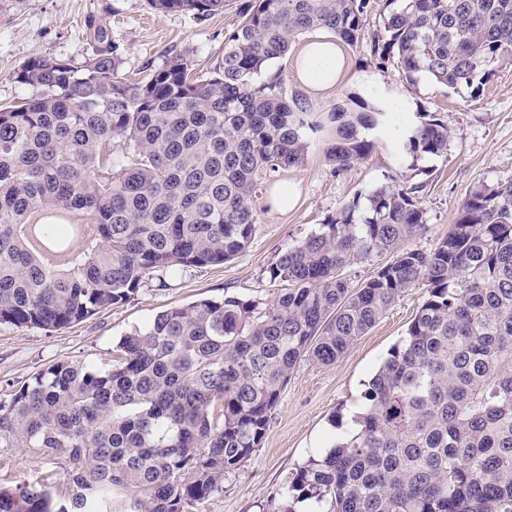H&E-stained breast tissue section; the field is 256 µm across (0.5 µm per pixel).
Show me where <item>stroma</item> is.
<instances>
[{"label": "stroma", "instance_id": "obj_1", "mask_svg": "<svg viewBox=\"0 0 512 512\" xmlns=\"http://www.w3.org/2000/svg\"><path fill=\"white\" fill-rule=\"evenodd\" d=\"M244 2L227 0L222 13L201 22L189 13L156 12L148 0H0V105L31 95V88L14 80L27 60L48 56L81 62L91 50L88 25L93 21L103 24L119 46L126 79H143L165 57L188 46L195 49L200 70H210L221 58L224 36L237 26ZM388 12L387 0H369L358 43L344 49L347 71L341 82L332 92L311 91L307 97L315 107L326 108L349 94L375 95L398 104L410 117L436 113L451 130L444 154L413 160L382 145L365 161L337 173L320 149L312 148L301 166L282 176L298 189L294 206L261 212L248 248L233 260L187 268L165 288L143 281L126 302L58 331L0 325V399L56 361L109 367L119 339L165 309L201 298L219 299L228 290L270 300L277 287L267 269L278 255L317 229L355 193L367 192L388 176H400L408 165L417 169V201L427 223L407 245L426 252L447 236L476 186L512 179V62L497 67L475 96L424 75L407 82L395 63H379L372 52ZM423 299V289L406 290L334 363L303 358L259 448L225 475L222 492L191 512H262L299 465L349 435L367 381L405 336ZM50 471L65 477V456L0 448V485L33 483Z\"/></svg>", "mask_w": 512, "mask_h": 512}]
</instances>
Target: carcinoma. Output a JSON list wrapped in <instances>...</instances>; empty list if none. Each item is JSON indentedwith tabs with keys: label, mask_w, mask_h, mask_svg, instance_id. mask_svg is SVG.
<instances>
[{
	"label": "carcinoma",
	"mask_w": 512,
	"mask_h": 512,
	"mask_svg": "<svg viewBox=\"0 0 512 512\" xmlns=\"http://www.w3.org/2000/svg\"><path fill=\"white\" fill-rule=\"evenodd\" d=\"M205 22L224 0H148ZM373 53L480 90L512 58V0H392ZM367 0H250L208 76L195 50L142 80L120 74L107 28L89 24L80 66L37 57L16 72L36 90L0 107V325L58 331L127 301L156 272L221 265L246 250L262 185L313 146L336 172L366 160L375 131L403 156L447 150L448 125L394 124L380 98L318 111L265 65L318 30L357 44ZM399 127L398 135L391 133ZM411 176L353 197L268 268V302L233 292L163 310L98 369L57 361L0 400V448L67 455L69 482L0 487V512H189L256 451L296 365L324 364L423 288L406 336L377 368L355 429L312 457L293 491L325 512H512V180L475 188L430 252L400 248L422 230ZM82 211L98 241L66 270ZM392 255L361 285L344 270Z\"/></svg>",
	"instance_id": "1"
}]
</instances>
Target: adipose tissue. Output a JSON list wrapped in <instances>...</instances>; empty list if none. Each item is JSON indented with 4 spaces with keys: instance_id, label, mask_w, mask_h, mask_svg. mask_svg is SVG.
Here are the masks:
<instances>
[{
    "instance_id": "ef3b65f1",
    "label": "adipose tissue",
    "mask_w": 512,
    "mask_h": 512,
    "mask_svg": "<svg viewBox=\"0 0 512 512\" xmlns=\"http://www.w3.org/2000/svg\"><path fill=\"white\" fill-rule=\"evenodd\" d=\"M300 82L317 91L334 89L346 70V56L334 38L324 35L310 40L296 60Z\"/></svg>"
}]
</instances>
